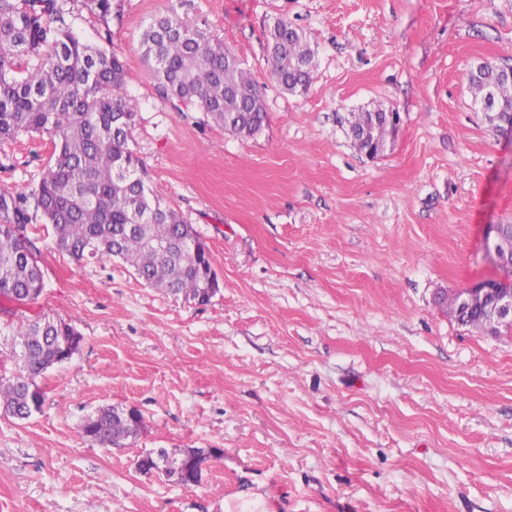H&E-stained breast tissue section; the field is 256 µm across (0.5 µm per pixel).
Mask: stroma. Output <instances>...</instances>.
Listing matches in <instances>:
<instances>
[{
    "instance_id": "stroma-1",
    "label": "stroma",
    "mask_w": 512,
    "mask_h": 512,
    "mask_svg": "<svg viewBox=\"0 0 512 512\" xmlns=\"http://www.w3.org/2000/svg\"><path fill=\"white\" fill-rule=\"evenodd\" d=\"M172 11L250 71L260 134L159 97L140 37ZM279 18L316 52L302 96L269 79ZM111 32L148 184L220 290L200 305L117 259L75 264L38 224L30 311L83 340L40 379V412L0 417V512H512V330L438 303L504 276L485 238L512 224V138L466 76L512 58V0H112ZM373 104L401 122L370 158L346 118ZM51 154L37 134L0 141V192L36 185ZM113 406L140 413L138 435L82 437ZM183 448L209 452L197 485L137 466Z\"/></svg>"
}]
</instances>
